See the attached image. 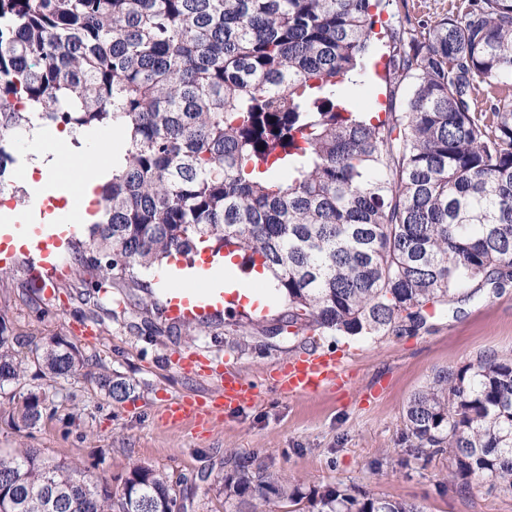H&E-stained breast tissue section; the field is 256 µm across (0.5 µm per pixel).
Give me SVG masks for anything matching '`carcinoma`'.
Segmentation results:
<instances>
[{"label":"carcinoma","mask_w":512,"mask_h":512,"mask_svg":"<svg viewBox=\"0 0 512 512\" xmlns=\"http://www.w3.org/2000/svg\"><path fill=\"white\" fill-rule=\"evenodd\" d=\"M386 0H0V190L12 139L34 123L120 136L102 219L72 248L95 288L212 239L271 271L287 310L266 332L414 335L428 308L453 316L512 284V0H468L384 67L411 79L402 112H364L358 82ZM486 90V108L475 97ZM0 325V390L24 376ZM62 376L71 345L30 350ZM120 402L136 384L98 378ZM45 398L18 409L32 426ZM403 438L448 458L463 489L484 476L512 495V357L441 371L410 398ZM224 504L265 512H420L326 485L309 492L251 458L231 459ZM184 479L133 466L115 497L76 462L33 448L0 457V512H181ZM62 493L61 509L44 492Z\"/></svg>","instance_id":"cac0c4a2"}]
</instances>
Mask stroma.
Here are the masks:
<instances>
[{"mask_svg":"<svg viewBox=\"0 0 512 512\" xmlns=\"http://www.w3.org/2000/svg\"><path fill=\"white\" fill-rule=\"evenodd\" d=\"M395 30L431 25L464 14L463 0H392ZM382 109L403 111L411 91L406 80L368 74L361 87ZM65 273L57 287H40L28 266L0 270V323L19 356L53 339L76 346L87 368L65 378L28 368L22 381L0 396V455L38 449L43 458L73 460L120 491L134 464L196 482L185 512H224L222 493L231 455L255 458L269 472L288 475L305 488L340 483L417 504L421 512H512V496L475 477L463 490L448 480L444 459L422 464L402 441L409 398L441 371L484 355L512 356V287L481 291L458 316L435 310L428 330L414 336L336 337L319 331L265 336L246 318L222 317L197 324L193 335L172 327L158 304L145 309V290L115 281L96 292L72 251L62 255ZM306 350L336 354L347 382L322 393L288 398L269 389V376ZM217 357L225 367L257 383L263 397L237 413H220L194 431L164 425L166 402L202 394L212 377L183 370L179 358ZM117 372L137 385L136 397L115 402L100 393L96 378ZM46 394L40 421L12 422L15 400Z\"/></svg>","mask_w":512,"mask_h":512,"instance_id":"35a3bbf8","label":"stroma"}]
</instances>
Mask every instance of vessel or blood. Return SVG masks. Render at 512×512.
<instances>
[{
    "label": "vessel or blood",
    "mask_w": 512,
    "mask_h": 512,
    "mask_svg": "<svg viewBox=\"0 0 512 512\" xmlns=\"http://www.w3.org/2000/svg\"><path fill=\"white\" fill-rule=\"evenodd\" d=\"M78 228L73 218L60 224H12L0 225V263H7L15 251H22L35 274L48 279L58 276V259ZM20 241L21 249H14L13 241ZM212 273H205L199 288H174L169 292L165 313L173 322L210 318L224 305V291L212 287ZM344 368L339 358L326 352H309L297 356L274 374L273 389L288 396H307L324 391L339 383ZM260 391L256 383L239 373L225 371L220 387L210 395L181 396L165 406L164 420L172 426L188 423L203 424L218 412L241 411L256 404Z\"/></svg>",
    "instance_id": "obj_1"
}]
</instances>
